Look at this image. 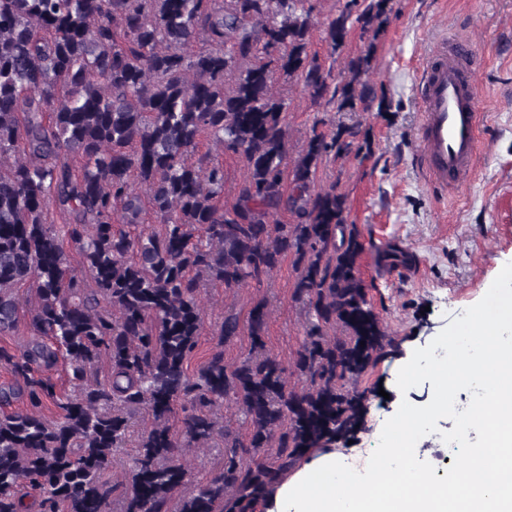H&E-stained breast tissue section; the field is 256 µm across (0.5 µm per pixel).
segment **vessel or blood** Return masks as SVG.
Returning <instances> with one entry per match:
<instances>
[{
  "instance_id": "1",
  "label": "vessel or blood",
  "mask_w": 512,
  "mask_h": 512,
  "mask_svg": "<svg viewBox=\"0 0 512 512\" xmlns=\"http://www.w3.org/2000/svg\"><path fill=\"white\" fill-rule=\"evenodd\" d=\"M472 42L440 40L421 68L419 140L429 181L455 190L471 178L480 125Z\"/></svg>"
}]
</instances>
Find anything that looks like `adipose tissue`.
Listing matches in <instances>:
<instances>
[{
    "label": "adipose tissue",
    "instance_id": "obj_1",
    "mask_svg": "<svg viewBox=\"0 0 512 512\" xmlns=\"http://www.w3.org/2000/svg\"><path fill=\"white\" fill-rule=\"evenodd\" d=\"M497 286L488 314L464 326L489 337L486 355L468 362L472 378L488 387L477 416L483 443L470 449L448 481L425 480L408 464L359 485L337 468L331 451L282 481L264 501L265 512H512V384L504 380L512 372V347L499 341L512 329V265L501 269ZM472 475L479 484L470 490L465 482Z\"/></svg>",
    "mask_w": 512,
    "mask_h": 512
}]
</instances>
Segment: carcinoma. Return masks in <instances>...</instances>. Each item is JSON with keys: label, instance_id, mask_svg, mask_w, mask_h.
<instances>
[{"label": "carcinoma", "instance_id": "obj_1", "mask_svg": "<svg viewBox=\"0 0 512 512\" xmlns=\"http://www.w3.org/2000/svg\"><path fill=\"white\" fill-rule=\"evenodd\" d=\"M306 2L0 0L1 336L17 327L18 288H35L26 337L0 345L11 375L0 385V512H112L118 459L129 473L123 512H254L305 456L366 430L371 392L359 381L398 346L368 298L346 196L311 185L324 158L367 141L344 124L313 125L283 198L288 104L273 82L300 80L339 112L369 110L364 77L392 6L345 0L326 41L335 51L357 29L370 42L332 86L310 50ZM201 37L208 48L196 51ZM204 138L247 168L230 208ZM148 203L158 232L142 229ZM282 205L296 223H271ZM52 207L63 223L46 222ZM286 255L307 313L300 386L266 350L263 299L248 313L242 360H224L241 335L227 308L218 348L189 371L204 283L259 282ZM226 399L248 438L216 417ZM178 406L179 436L168 425ZM215 439L221 469L182 493L186 450Z\"/></svg>", "mask_w": 512, "mask_h": 512}]
</instances>
